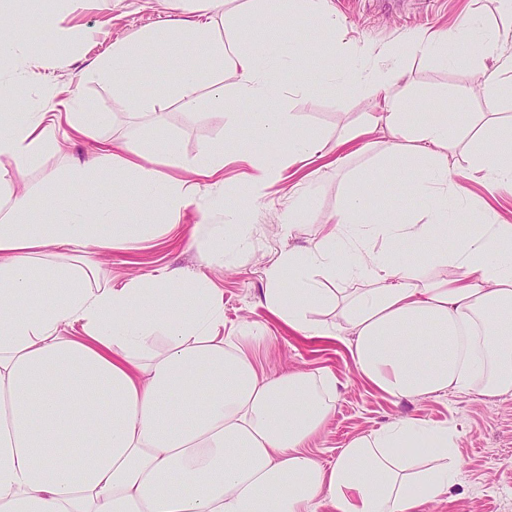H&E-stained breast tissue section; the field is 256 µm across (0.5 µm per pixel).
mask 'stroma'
I'll use <instances>...</instances> for the list:
<instances>
[{"label": "stroma", "instance_id": "1", "mask_svg": "<svg viewBox=\"0 0 512 512\" xmlns=\"http://www.w3.org/2000/svg\"><path fill=\"white\" fill-rule=\"evenodd\" d=\"M343 38L350 45H367L371 54L361 57L369 67L381 50L401 44L412 33H451L462 25H473L475 33L495 30L499 51L512 55V15L504 13L499 0H329ZM43 8L55 24L76 33L74 41L57 45L38 38L37 28L28 20L35 9L28 0H16L8 10L15 20L14 35L24 52L0 68V76L18 77L16 99L36 109L44 104L46 83L56 87L55 103L72 105L81 99L98 111L112 115L104 136L121 140L134 134L153 143L148 167L165 170L159 146L164 138H177L186 159H193L205 143H225L224 182L199 179V192L220 196L222 208L201 209L190 205L172 222L160 224L150 242H128L97 258L101 276L121 287L130 277L161 267L181 268L186 274L205 276L224 291V333L234 335L246 323L261 327L265 341L255 347L258 369L275 376L291 369H325L336 378V407L324 431L307 449L323 464L335 461L341 448L352 438L404 417H414L455 429L464 461L460 482L449 498L426 506L425 512H512V393L484 396L475 392H444L426 398L393 400L370 386L354 370L351 334L342 339L314 344L293 332L264 305L265 270L275 252L305 247L319 236L322 225L332 223L344 201L351 171L368 169L370 204L376 210L399 211L403 219L425 223L423 199L411 195L396 168L378 167L387 135L378 126L382 94L372 87L339 95L327 86L315 85L319 58L298 54L297 72L311 83L309 92L290 91L265 104L268 112H287L294 125L321 141L319 152L283 169L263 197L252 202L245 223L258 227L252 248L228 258L224 267L208 266L190 247L187 230L195 224H221L224 210L233 206L236 195L251 171L241 153L279 160L289 152V140L258 144L247 126L231 128L224 110L202 104L193 109L172 102L162 117L139 112L133 104L117 99L109 83L91 78L90 65L117 39H134L144 29L161 25L169 16L165 0H44ZM408 82L392 87V94H406L415 101V113L423 118L434 112L452 111L451 91L465 87L472 95L464 105L466 113L485 111L481 73L493 69L494 59L477 68H463L439 54L421 56L407 53L402 59ZM484 143L463 141L448 157V169L460 199L484 201L485 223L512 224V189L489 194L478 180L466 177L472 158ZM95 149L93 140L74 139L66 155L47 151L29 170L23 187L40 198L48 173L65 174L70 166L83 162ZM304 202L302 223L294 237L278 230L284 215L297 202Z\"/></svg>", "mask_w": 512, "mask_h": 512}]
</instances>
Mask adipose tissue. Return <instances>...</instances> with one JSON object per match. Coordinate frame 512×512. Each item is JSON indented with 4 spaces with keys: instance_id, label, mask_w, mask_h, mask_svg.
I'll list each match as a JSON object with an SVG mask.
<instances>
[{
    "instance_id": "obj_1",
    "label": "adipose tissue",
    "mask_w": 512,
    "mask_h": 512,
    "mask_svg": "<svg viewBox=\"0 0 512 512\" xmlns=\"http://www.w3.org/2000/svg\"><path fill=\"white\" fill-rule=\"evenodd\" d=\"M267 0H200L195 20H169L143 32L142 46L159 50L177 77L138 98L139 111L169 102L191 107L201 96L225 110L231 125L285 91L292 65L287 41L260 46L241 41ZM410 51L449 54L457 63L499 52L496 39L479 42L468 29L445 36L411 34ZM398 51L371 68L334 74L326 51L318 83L337 94L372 86L385 90L380 120L388 136L385 162L405 167L416 192L431 205L423 224L366 209L356 188L323 236L283 250L265 270L267 308L310 340L352 333L355 370L389 397L402 400L448 390L512 392V224H474L455 237L448 222L447 153L464 128L476 129L487 149L469 166L496 192L512 186V134L501 136L495 109L512 74V56L484 75L487 111L462 127L439 112L412 122L410 99L390 94L405 81ZM117 40L96 71L115 93L132 91L149 69ZM107 113L78 102L64 112L24 107L0 113V512H423L443 500L463 467L457 433L407 417L351 439L331 465L306 453L335 409L336 380L325 370L260 375L251 349L260 331L224 333V293L205 280L186 284L165 268L122 287L100 277L90 260L120 242L147 240L158 218L198 203L194 177H215L224 148L207 144L185 161L176 139L161 151L162 173L143 165L144 144L99 138ZM292 123L285 112L251 122L259 139ZM97 140L83 166L49 175L51 224H31L29 196L18 193L45 148L65 152L73 137ZM133 179L140 220L124 212L97 181L99 171ZM259 163L242 201L226 210V224L192 228L190 238L208 265L252 244L241 223L244 204L275 176ZM92 183L95 204L63 190L61 181ZM428 241L422 264L406 246ZM360 282L349 292L343 284ZM334 311L331 320L322 311Z\"/></svg>"
}]
</instances>
